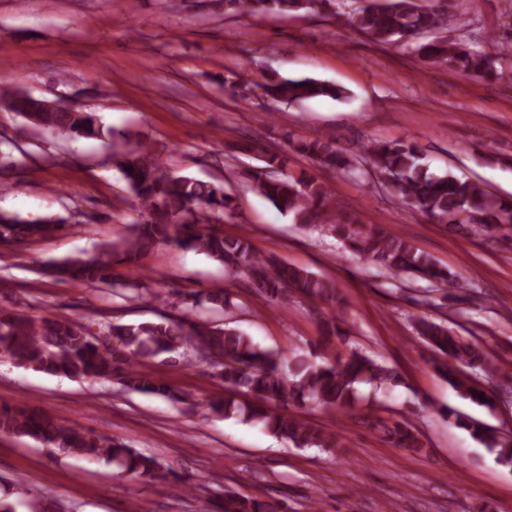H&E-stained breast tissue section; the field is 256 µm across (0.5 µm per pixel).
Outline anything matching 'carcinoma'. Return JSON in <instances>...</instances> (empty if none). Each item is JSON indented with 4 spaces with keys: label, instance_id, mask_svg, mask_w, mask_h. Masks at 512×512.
<instances>
[{
    "label": "carcinoma",
    "instance_id": "cac0c4a2",
    "mask_svg": "<svg viewBox=\"0 0 512 512\" xmlns=\"http://www.w3.org/2000/svg\"><path fill=\"white\" fill-rule=\"evenodd\" d=\"M338 7L339 0H224L227 14L290 15L302 10L321 14ZM348 21L368 40L387 45L397 37L413 38L438 31L446 25V14L439 0H366L349 15ZM417 54L423 63H444L476 77L497 74L494 56L446 38L419 45ZM259 88L270 100L284 104L341 95L336 86L312 78L270 76ZM0 103L22 114L31 125L52 132L114 136V131L103 128L90 112L62 111L47 100L2 93ZM297 150L320 167L345 174L369 171L378 183L389 185L400 199L438 224H454L474 233H484L491 227L512 231V203L496 199L476 182L449 173L429 172L411 142H369L364 154L352 157L338 151L332 139L319 132L301 141ZM114 163L135 194L145 220L119 243L104 247L95 256L66 258L51 264L50 275L90 285L110 284L115 253H122L125 263L135 265L143 254L163 242L213 257L223 262L231 274H247L263 301L283 309L294 293L325 302L340 300L331 281L256 254L243 235H224L216 224L235 210L234 199L224 185L185 176L169 177L146 145L114 156ZM284 165L278 155L266 156L264 165L253 171V189L278 211L292 216L294 223L327 225L352 251L394 274L428 280L441 290L463 287L448 270L403 237L378 225L361 223L314 178L275 174V168ZM60 227L56 221H28L0 212V243L46 236ZM201 304L202 300L196 298L185 312L176 317L165 315L156 322L114 323L104 336L86 332V326L67 316L37 320L19 311L0 309V357L6 356L25 369L70 378L110 380L120 371L124 387L190 407L188 395L149 378L138 365L161 355L184 360L191 350L193 356L208 361L214 376L224 382L228 396L210 403L214 413L243 423H260L296 448H334L336 434L293 414L273 413L268 410V403L286 406L310 402L343 411L356 401L358 385L380 388L399 379L392 370L356 351L346 358L336 356L323 362L297 356L285 367L274 352L257 346L250 337L210 326L198 317L196 307ZM415 328L436 353L435 368L449 384L471 400L491 404L490 395L472 385L460 371L465 367L487 374L495 372L485 351L447 325L426 317L418 318ZM457 423L494 453L500 464L512 467L511 439L479 422L459 419ZM0 437H27L51 451L113 465L135 479L155 480L160 470L159 462L151 455L115 443L104 433L70 426L28 405L0 406ZM390 437L401 448L420 449L412 432L401 424L395 426ZM220 512L278 510L266 501L226 491L221 497Z\"/></svg>",
    "mask_w": 512,
    "mask_h": 512
}]
</instances>
